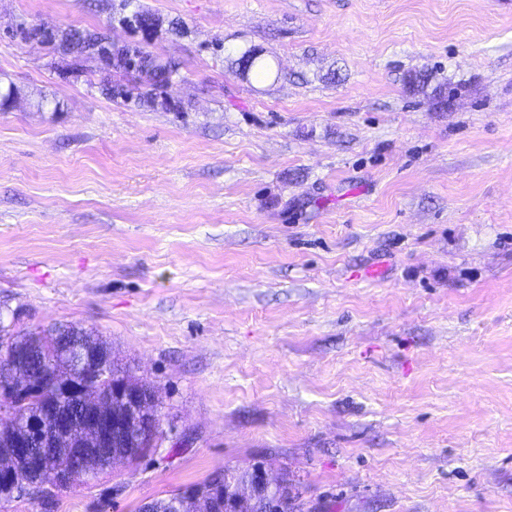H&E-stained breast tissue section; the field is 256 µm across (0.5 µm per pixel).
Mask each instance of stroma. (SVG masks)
Returning <instances> with one entry per match:
<instances>
[{
	"instance_id": "stroma-1",
	"label": "stroma",
	"mask_w": 512,
	"mask_h": 512,
	"mask_svg": "<svg viewBox=\"0 0 512 512\" xmlns=\"http://www.w3.org/2000/svg\"><path fill=\"white\" fill-rule=\"evenodd\" d=\"M22 23L178 62L180 111L63 76ZM0 86V303L84 327L161 418L145 457L0 512L256 465L299 512H512V8L0 0Z\"/></svg>"
}]
</instances>
